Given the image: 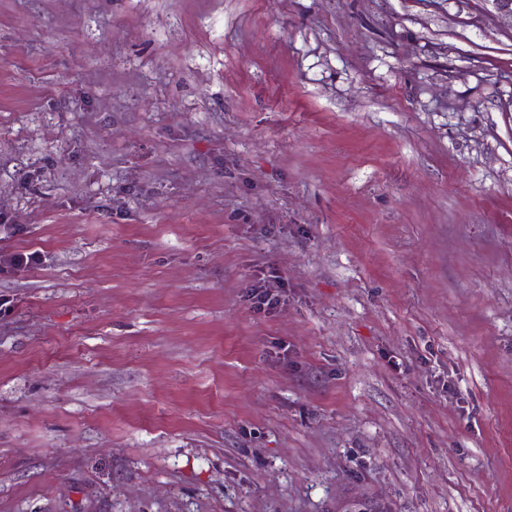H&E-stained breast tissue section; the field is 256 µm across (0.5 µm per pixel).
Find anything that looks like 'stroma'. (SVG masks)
Returning a JSON list of instances; mask_svg holds the SVG:
<instances>
[{
  "label": "stroma",
  "instance_id": "obj_1",
  "mask_svg": "<svg viewBox=\"0 0 512 512\" xmlns=\"http://www.w3.org/2000/svg\"><path fill=\"white\" fill-rule=\"evenodd\" d=\"M0 512H512V20L0 0Z\"/></svg>",
  "mask_w": 512,
  "mask_h": 512
}]
</instances>
